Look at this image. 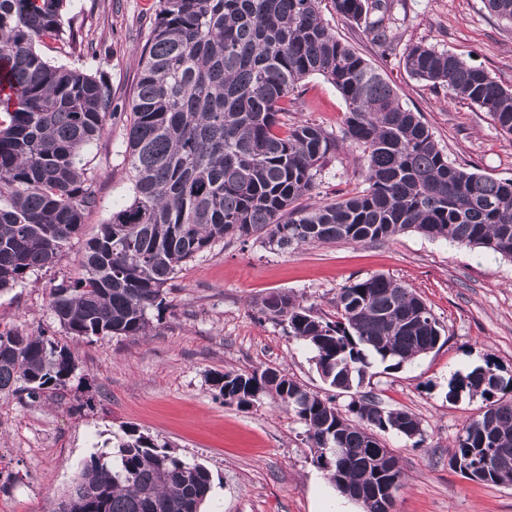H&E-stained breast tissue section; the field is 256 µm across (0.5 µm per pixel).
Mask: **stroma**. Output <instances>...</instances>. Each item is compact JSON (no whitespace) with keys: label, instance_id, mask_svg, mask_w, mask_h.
I'll return each mask as SVG.
<instances>
[{"label":"stroma","instance_id":"stroma-1","mask_svg":"<svg viewBox=\"0 0 512 512\" xmlns=\"http://www.w3.org/2000/svg\"><path fill=\"white\" fill-rule=\"evenodd\" d=\"M155 0H74L65 24L100 46L116 111L129 112L150 35ZM338 38L357 49L394 88L400 102L433 133L449 161L471 172L512 178V138L486 112L412 77L402 58L422 42L454 53L512 88V23L484 0H394V51L374 43L365 26L325 11ZM289 122L339 133L346 105L322 76L304 82ZM125 128L108 127L90 151L97 208L62 259L0 292V330L20 327L69 344L77 368L61 396H0V512H53L81 464L115 452L133 426L212 473L222 512H315L335 496L311 462L304 428L270 396L249 406L224 401L212 384L227 371L278 368L339 406L316 371L313 351L285 325L258 321L254 307L269 294L301 297L315 315L332 316L333 300L350 282L385 275L413 289L445 330L446 342L399 370L372 359L369 388L384 407L414 413L426 430L423 447L389 431L382 439L399 459L405 483L394 512H512V485L464 478L449 465L453 442L477 414L481 398L449 399L448 384L494 364L512 376V262L415 232L365 245L302 246L285 253L224 239L184 263L153 336L69 340L49 308L50 291L74 280L87 238L130 194L123 160ZM361 152L350 143L329 154L314 200L362 189Z\"/></svg>","mask_w":512,"mask_h":512}]
</instances>
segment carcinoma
Wrapping results in <instances>:
<instances>
[{"label": "carcinoma", "instance_id": "cac0c4a2", "mask_svg": "<svg viewBox=\"0 0 512 512\" xmlns=\"http://www.w3.org/2000/svg\"><path fill=\"white\" fill-rule=\"evenodd\" d=\"M69 0H0V291L58 262L98 207L86 155L107 131L112 88L94 40L64 29ZM143 68L126 123L130 199L85 243L81 274L50 293V309L76 339L148 336L179 267L226 236L253 237L271 251L366 244L406 232L483 248L512 261V178L448 161L417 112L322 17L323 0H157ZM335 13L368 22L391 46L393 0H330ZM512 23V0H485ZM375 19H370V16ZM74 59L55 64L51 55ZM405 68L486 112L512 137V89L484 69L422 42ZM323 76L346 105L342 140L363 151V190L307 208L337 139L309 122L288 124L302 82ZM324 319L286 292L257 313L288 327L314 352L341 409L283 371L214 377L224 400H280L304 427L311 461L362 512H387L382 484L404 474L380 434L425 442L420 420L362 391L369 356L398 370L435 349L443 327L415 293L376 275L341 289ZM65 344L17 327L0 330V395L58 393L75 372ZM485 405L454 441L449 465L498 484L512 477V378L491 365L448 384ZM345 454L333 456V449ZM117 463L92 456L63 501L69 512H201L212 474L156 437L128 427Z\"/></svg>", "mask_w": 512, "mask_h": 512}]
</instances>
